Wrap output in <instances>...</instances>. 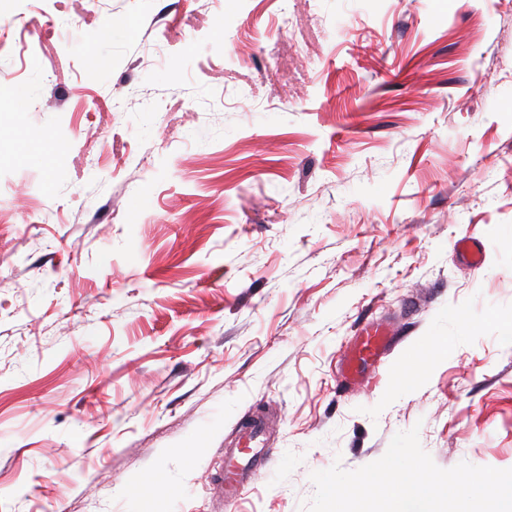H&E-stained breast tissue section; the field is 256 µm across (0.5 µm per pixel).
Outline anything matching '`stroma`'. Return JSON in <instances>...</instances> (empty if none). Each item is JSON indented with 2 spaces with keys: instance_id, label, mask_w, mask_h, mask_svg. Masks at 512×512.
I'll return each instance as SVG.
<instances>
[{
  "instance_id": "stroma-1",
  "label": "stroma",
  "mask_w": 512,
  "mask_h": 512,
  "mask_svg": "<svg viewBox=\"0 0 512 512\" xmlns=\"http://www.w3.org/2000/svg\"><path fill=\"white\" fill-rule=\"evenodd\" d=\"M1 14L0 512H154L155 472L166 512H301L414 427L512 468V0ZM258 418L272 467L224 501ZM390 333L380 328H367L358 343L350 349L342 360V375L346 382L360 385L364 367L374 362L389 345Z\"/></svg>"
}]
</instances>
